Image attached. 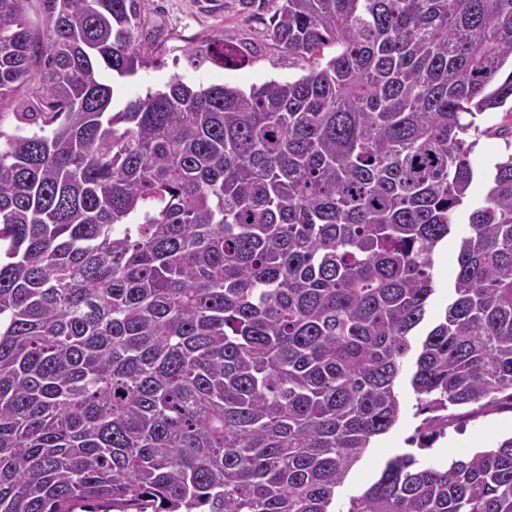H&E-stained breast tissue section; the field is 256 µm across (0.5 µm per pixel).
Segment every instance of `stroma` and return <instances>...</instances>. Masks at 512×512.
I'll use <instances>...</instances> for the list:
<instances>
[{
  "label": "stroma",
  "instance_id": "obj_1",
  "mask_svg": "<svg viewBox=\"0 0 512 512\" xmlns=\"http://www.w3.org/2000/svg\"><path fill=\"white\" fill-rule=\"evenodd\" d=\"M135 37L145 51V62L134 75L120 78L102 69L100 80L113 86L114 106L146 97L164 89L171 78L206 88L226 85L244 91L270 80L288 81L301 76L300 68L289 65L280 51L265 38V26L242 0H140L139 26ZM247 46L251 55L244 64L223 65L214 56L224 44ZM505 152L504 142L493 136H479L471 156L477 175L471 187L470 202L483 203L487 193L486 176ZM465 225H456L434 255L432 269L436 292L429 300L425 325L450 303L454 268ZM403 415L387 433L373 438L360 461L336 492L337 504L359 494L380 475L392 457L409 452L407 439L420 420L415 415V395L408 376L399 380ZM512 436V409L501 408L478 416H465L449 426L446 435L432 448L419 452L424 463H447L464 453L495 446Z\"/></svg>",
  "mask_w": 512,
  "mask_h": 512
}]
</instances>
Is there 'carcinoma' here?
Listing matches in <instances>:
<instances>
[{
    "instance_id": "1",
    "label": "carcinoma",
    "mask_w": 512,
    "mask_h": 512,
    "mask_svg": "<svg viewBox=\"0 0 512 512\" xmlns=\"http://www.w3.org/2000/svg\"><path fill=\"white\" fill-rule=\"evenodd\" d=\"M46 2L38 37L0 0V512H334L401 418L464 213L411 368L418 449L512 404V153L469 206L512 0H274L301 77L173 78L117 112L98 71L143 64L138 0ZM343 512H512V437L397 455ZM466 228V224L455 225V228L448 236V240L445 239L435 252L432 273L437 289L429 300L424 322L414 333L416 336H414L413 348L418 345L423 334L434 323L437 315L451 301L456 256L461 237L464 235Z\"/></svg>"
}]
</instances>
